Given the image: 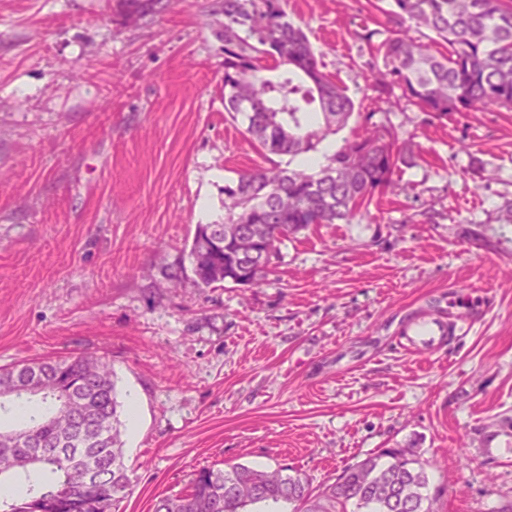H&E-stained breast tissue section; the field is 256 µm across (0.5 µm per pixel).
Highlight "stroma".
<instances>
[{"label":"stroma","mask_w":512,"mask_h":512,"mask_svg":"<svg viewBox=\"0 0 512 512\" xmlns=\"http://www.w3.org/2000/svg\"><path fill=\"white\" fill-rule=\"evenodd\" d=\"M221 0L135 26L116 0H0V367L78 353L112 365L129 484L151 512L194 472L287 467L313 487L413 448L434 512H512V110L375 112L354 32L367 0H281L363 113L412 143L352 223L285 240L262 284L167 287L224 183L262 156L224 110ZM477 313L468 336L402 349L399 328Z\"/></svg>","instance_id":"obj_1"}]
</instances>
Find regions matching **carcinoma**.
I'll return each instance as SVG.
<instances>
[{
    "label": "carcinoma",
    "instance_id": "obj_1",
    "mask_svg": "<svg viewBox=\"0 0 512 512\" xmlns=\"http://www.w3.org/2000/svg\"><path fill=\"white\" fill-rule=\"evenodd\" d=\"M174 0H117L126 24L171 10ZM224 110L242 115L245 134L265 155L289 166L258 167L224 184L222 224H199L188 258L166 267L172 288L191 279L200 288L224 282L260 285L278 244L313 224L349 223L368 212L414 158L389 127L364 116L362 133L325 155L314 173L291 166L343 130L354 102L324 71L305 32L288 19L281 0H223ZM387 36L366 25L354 31L382 65L372 70L376 102L390 110L400 99L435 116L512 109V0H389ZM427 30L446 45L414 33ZM272 60L284 71L265 75ZM401 96L394 95V89ZM224 237V247L197 254L199 240ZM30 410L19 426L0 425L3 474L24 475L19 495L0 492V512H112L127 486L123 424L112 366L90 353L33 358L0 368V412ZM428 477L416 451L383 448L347 466L315 492L300 474L241 464L198 470L184 493L158 499L153 512H244L258 503L300 502L304 512H433ZM354 509H348V506Z\"/></svg>",
    "mask_w": 512,
    "mask_h": 512
}]
</instances>
